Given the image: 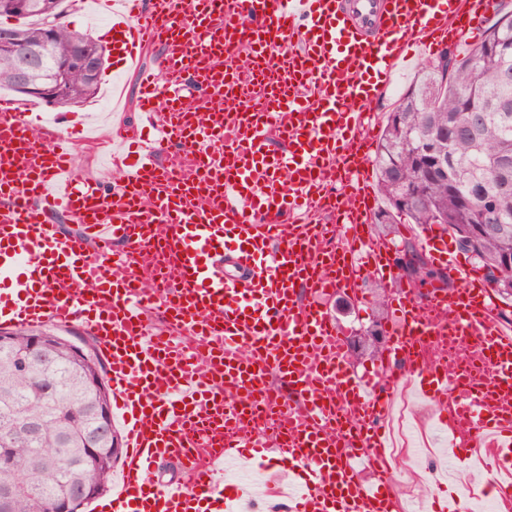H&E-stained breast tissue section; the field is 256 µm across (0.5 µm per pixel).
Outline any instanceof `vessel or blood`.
<instances>
[{"instance_id": "1", "label": "vessel or blood", "mask_w": 512, "mask_h": 512, "mask_svg": "<svg viewBox=\"0 0 512 512\" xmlns=\"http://www.w3.org/2000/svg\"><path fill=\"white\" fill-rule=\"evenodd\" d=\"M96 3L113 71L163 50L138 80L147 151L114 160L108 188L71 173L81 123L0 103V325L79 326L106 361L125 456L94 512H232L245 487L223 468L246 455L287 475L288 512H397L383 419L402 385L435 405L452 462L483 448L511 473L512 329L491 284L440 238L461 286L420 297L370 233L371 105L410 47L475 43L495 0ZM319 203L338 247L306 220ZM365 271L393 285L403 373L359 387L320 299ZM159 463L181 480H154Z\"/></svg>"}]
</instances>
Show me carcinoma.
Masks as SVG:
<instances>
[{
  "label": "carcinoma",
  "instance_id": "carcinoma-1",
  "mask_svg": "<svg viewBox=\"0 0 512 512\" xmlns=\"http://www.w3.org/2000/svg\"><path fill=\"white\" fill-rule=\"evenodd\" d=\"M18 26L22 39L42 48L43 35L58 16L62 0H35ZM80 43L90 54L103 48L89 32L64 26L57 29L51 52L43 57L49 68L57 56ZM14 58L0 53V90H15ZM99 79L74 80L72 96L82 102L98 92ZM445 153L447 172L429 178L422 146ZM495 158L512 160V3L503 0L478 45L438 52L422 70L414 87L388 113L375 155L379 190L386 206L376 224H395L404 217L414 224L442 220L450 231H467L484 218V233L476 236L479 268L497 267L500 278L512 283V267L501 266L512 255V172L488 165ZM39 328L0 330L11 341L0 346V457L12 468L0 467V483L19 481L22 494L12 512H48V505L74 487L96 484L106 488L112 466H85V442L96 431L91 411L94 394L82 372L69 360L66 347L32 357L29 367L15 364ZM38 422L34 439L5 440L20 418Z\"/></svg>",
  "mask_w": 512,
  "mask_h": 512
}]
</instances>
